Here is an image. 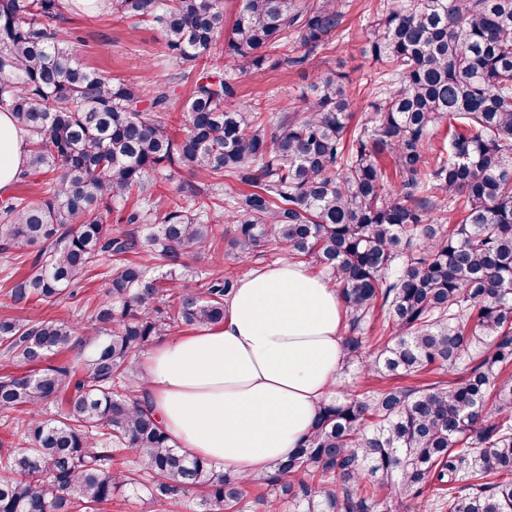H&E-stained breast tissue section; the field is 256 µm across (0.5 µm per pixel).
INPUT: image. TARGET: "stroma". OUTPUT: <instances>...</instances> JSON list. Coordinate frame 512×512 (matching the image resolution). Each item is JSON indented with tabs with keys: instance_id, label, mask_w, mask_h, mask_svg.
Returning a JSON list of instances; mask_svg holds the SVG:
<instances>
[{
	"instance_id": "obj_1",
	"label": "stroma",
	"mask_w": 512,
	"mask_h": 512,
	"mask_svg": "<svg viewBox=\"0 0 512 512\" xmlns=\"http://www.w3.org/2000/svg\"><path fill=\"white\" fill-rule=\"evenodd\" d=\"M367 0H352V7L344 22L345 30L337 36L331 48L310 56L301 66L280 64L267 70L257 79L225 70L224 76L234 83V105L259 104L276 110L299 106L300 97L315 78L330 71L349 75L355 96L353 120L362 123L373 115V94L368 79L376 66L366 52L372 14L366 9ZM66 28L79 38L77 58L90 70L105 71L113 77L129 82L147 80L167 81L180 73L182 67L168 56L158 28L152 23L121 17L111 10L90 12L79 6L77 0H66L64 9ZM28 264L0 257V319L23 318L34 322L50 318L80 320L90 313L91 305L103 296L108 287L112 263L103 260L83 281L75 297L59 303H35L27 308H16L9 297L14 280L26 274ZM468 364L454 369L434 370L416 377H390L378 380L363 374L356 367L342 370L337 391L341 396L378 385L410 387L436 381H456L469 372Z\"/></svg>"
}]
</instances>
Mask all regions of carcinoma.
<instances>
[{
    "label": "carcinoma",
    "instance_id": "cac0c4a2",
    "mask_svg": "<svg viewBox=\"0 0 512 512\" xmlns=\"http://www.w3.org/2000/svg\"><path fill=\"white\" fill-rule=\"evenodd\" d=\"M112 0L157 25L192 79L184 123L165 119L173 80L128 83L85 68L62 0H0V109L33 135L21 179L36 200L0 198V253L31 259L14 305L74 296L100 258H116L84 322L0 320V354L29 367L0 376V512H99L123 492L192 512H384L429 489L448 512H512V0H379L372 59L397 78L369 122L350 128L346 75L314 80L302 107L243 110L213 71L227 60L259 78L296 39L310 55L342 28L349 0ZM446 126L428 154L433 130ZM393 163L388 176L382 160ZM237 179L254 191L179 200L143 235H112V204H152L150 173ZM238 259L277 250L325 269L349 316L346 360L371 376L471 363L466 378L367 389L322 403L313 431L266 474L218 472L169 444L140 395L136 358L176 327L224 320L237 278L181 288L187 259L212 250L210 211ZM144 252L167 267L120 260ZM379 345L365 351L376 316ZM76 348L83 366L47 365ZM60 404L54 418L47 405Z\"/></svg>",
    "mask_w": 512,
    "mask_h": 512
}]
</instances>
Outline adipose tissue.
<instances>
[{"instance_id": "1", "label": "adipose tissue", "mask_w": 512, "mask_h": 512, "mask_svg": "<svg viewBox=\"0 0 512 512\" xmlns=\"http://www.w3.org/2000/svg\"><path fill=\"white\" fill-rule=\"evenodd\" d=\"M30 135L0 111V196ZM345 309L336 286L288 259L240 278L224 321L165 337L138 358L156 419L180 453L239 477L291 455L335 390Z\"/></svg>"}]
</instances>
